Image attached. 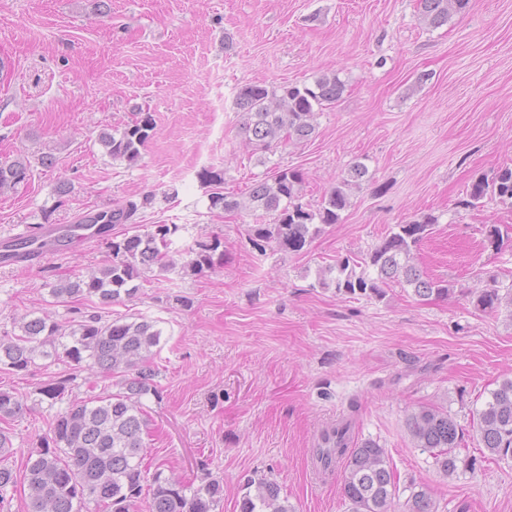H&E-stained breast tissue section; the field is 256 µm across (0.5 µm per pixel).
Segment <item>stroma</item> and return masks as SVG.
I'll return each instance as SVG.
<instances>
[{
    "mask_svg": "<svg viewBox=\"0 0 512 512\" xmlns=\"http://www.w3.org/2000/svg\"><path fill=\"white\" fill-rule=\"evenodd\" d=\"M0 57V163L22 156L32 166L27 183L0 194V232L134 200L138 224L179 225L177 249L203 235L222 242L216 272H165L108 313L142 315L162 331L160 394L144 399L151 467L223 477V512H239L256 471L296 512H346L339 481L314 483L311 469L321 431L349 415L358 439L388 453L395 512L422 484L433 512H512V460L484 459L473 437L475 410L512 378V313L477 311L468 297L481 272L512 273V237L483 245L486 225H512V208L458 205L476 178L512 166V0H470L436 30L419 22L417 0H0ZM332 71L347 89L318 114L313 137L257 161L234 106L239 87L310 84ZM137 105L153 130L130 166L99 136L124 128ZM44 153L52 167L41 166ZM358 160L369 182L341 223L299 253L255 250L248 229L269 216L210 209L200 178L220 173L224 193L239 198L295 168L312 208ZM63 181L70 193L59 192ZM423 213L438 222L416 262L453 284L451 296L318 287L319 268L370 252ZM108 259L99 242L0 268V332L30 314L63 323L94 312L85 300L52 303L48 291ZM54 377L70 378L82 399L113 390L111 378L62 363L0 373V388L28 405L10 424L16 471L49 433L55 412L38 390ZM420 405L447 410L464 431L450 477L408 436L406 416Z\"/></svg>",
    "mask_w": 512,
    "mask_h": 512,
    "instance_id": "obj_1",
    "label": "stroma"
}]
</instances>
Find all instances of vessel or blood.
Segmentation results:
<instances>
[{
  "label": "vessel or blood",
  "instance_id": "vessel-or-blood-1",
  "mask_svg": "<svg viewBox=\"0 0 512 512\" xmlns=\"http://www.w3.org/2000/svg\"><path fill=\"white\" fill-rule=\"evenodd\" d=\"M63 238L67 239L69 247L76 248L99 242L101 235L94 224H42L18 232L0 234V267L39 265L48 255L59 252V241ZM19 241L30 242L29 253L14 250V243Z\"/></svg>",
  "mask_w": 512,
  "mask_h": 512
}]
</instances>
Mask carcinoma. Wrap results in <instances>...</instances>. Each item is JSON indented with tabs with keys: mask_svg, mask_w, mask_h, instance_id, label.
Returning a JSON list of instances; mask_svg holds the SVG:
<instances>
[{
	"mask_svg": "<svg viewBox=\"0 0 512 512\" xmlns=\"http://www.w3.org/2000/svg\"><path fill=\"white\" fill-rule=\"evenodd\" d=\"M470 0H419L423 22L432 28L448 24L452 15L464 11ZM347 85L336 73H324L313 84L268 85L251 83L239 88L236 109L244 114L242 130L255 149L262 152L290 140L308 139L315 132L316 115L338 102ZM139 114L120 132L101 133L100 142L114 159L135 164L152 131L151 119ZM368 175L367 166L352 163L340 185L326 193L316 208L308 210L298 202L303 174L282 169L270 179L251 184L247 197L239 200L218 190L210 194V208L224 212L241 209L262 211L272 217L269 224H252L249 237L263 252L269 244L284 252H300L325 229L340 223L350 206L349 191L360 187ZM31 176L25 159L0 163V193L25 182ZM486 198L512 206V167L505 166L472 182L461 201L475 208ZM143 207L129 200L110 210L80 213L77 224L103 225V242L111 253L108 263L91 268L74 279L59 280L50 288L55 303L76 298H96L101 309L137 298L141 283L153 268L167 272L181 268L195 276L221 268L220 242L198 241L183 252L173 247L179 231L176 224H153L139 231L110 235L111 226L131 224ZM438 217L423 214L397 224L364 258L347 256L318 274L321 288L338 294L381 297L384 288L397 284L409 287L421 300L442 298L454 289L448 282L430 278L415 263L414 251L430 235ZM474 307L493 312L512 309V284L505 285L499 274L487 272L482 286L473 293ZM19 333L0 334V370L22 373L45 359L61 362L77 372L118 378L117 392L87 400L64 401L69 380L54 379L39 388L42 400L57 408L49 437L32 450L25 462L23 482L28 490V512H81L94 501L107 512H140L138 500L146 496L145 512H216L224 493L222 479L201 478L197 485L175 474L158 470L149 490L143 482L147 472L144 435L149 419L142 397L159 396L155 356L162 332L145 317L106 320L99 313L81 321L62 323L46 317L22 318ZM65 407H60L61 403ZM26 409L24 398L0 389V503L13 492L17 475L9 463L13 443L9 421ZM476 437L493 459H512V378L503 380L482 408L476 411ZM406 429L414 447L432 454L439 474L446 478L457 470L456 449L462 440L458 425L448 412L421 406L406 417ZM350 423L323 431L316 457L323 471L343 462L341 490L348 512H394L397 485L385 448L373 440L348 447ZM240 512H295L282 494L281 486L265 473H253L243 485ZM406 512H432V492L427 486L411 491Z\"/></svg>",
	"mask_w": 512,
	"mask_h": 512,
	"instance_id": "cac0c4a2",
	"label": "carcinoma"
}]
</instances>
